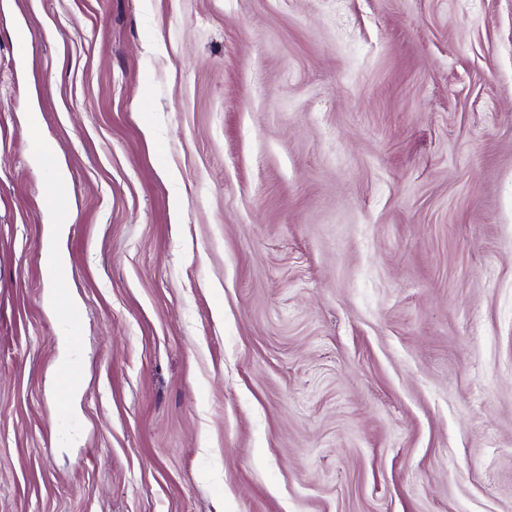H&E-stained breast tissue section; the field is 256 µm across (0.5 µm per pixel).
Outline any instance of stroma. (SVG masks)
Segmentation results:
<instances>
[{
	"label": "stroma",
	"instance_id": "1",
	"mask_svg": "<svg viewBox=\"0 0 512 512\" xmlns=\"http://www.w3.org/2000/svg\"><path fill=\"white\" fill-rule=\"evenodd\" d=\"M0 512H512V0H0ZM52 304L60 315L65 318L70 317V336L77 340L79 337V325L75 323V311L70 305V293L66 285L65 275L59 272L56 275L55 288L52 293Z\"/></svg>",
	"mask_w": 512,
	"mask_h": 512
}]
</instances>
